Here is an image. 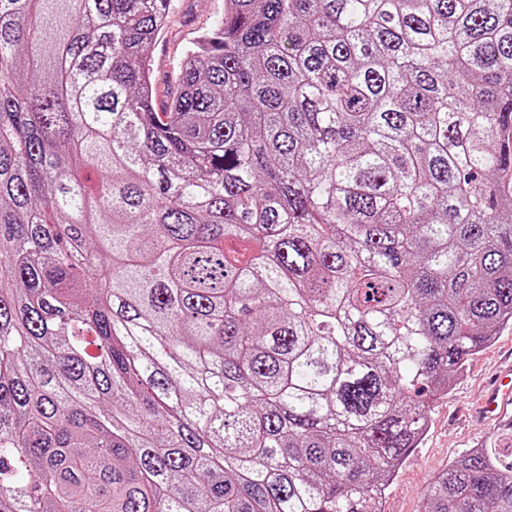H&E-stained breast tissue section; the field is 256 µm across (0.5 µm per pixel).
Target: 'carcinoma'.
<instances>
[{
  "label": "carcinoma",
  "instance_id": "carcinoma-1",
  "mask_svg": "<svg viewBox=\"0 0 512 512\" xmlns=\"http://www.w3.org/2000/svg\"><path fill=\"white\" fill-rule=\"evenodd\" d=\"M0 0V512H379L512 322V0ZM423 512H512V444ZM171 4L170 23L151 48L158 108L175 90L177 65L184 49L224 12V0H172Z\"/></svg>",
  "mask_w": 512,
  "mask_h": 512
}]
</instances>
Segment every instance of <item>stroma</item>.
I'll return each mask as SVG.
<instances>
[{"mask_svg":"<svg viewBox=\"0 0 512 512\" xmlns=\"http://www.w3.org/2000/svg\"><path fill=\"white\" fill-rule=\"evenodd\" d=\"M224 0H172L168 27L151 49L156 102L165 105L176 87L177 65L184 49L218 20ZM512 366V324L496 340L469 357L448 394L431 405L427 432L387 491L382 512H421L423 494L433 475L470 448L506 438L512 428L479 414L481 401L496 375Z\"/></svg>","mask_w":512,"mask_h":512,"instance_id":"1","label":"stroma"}]
</instances>
